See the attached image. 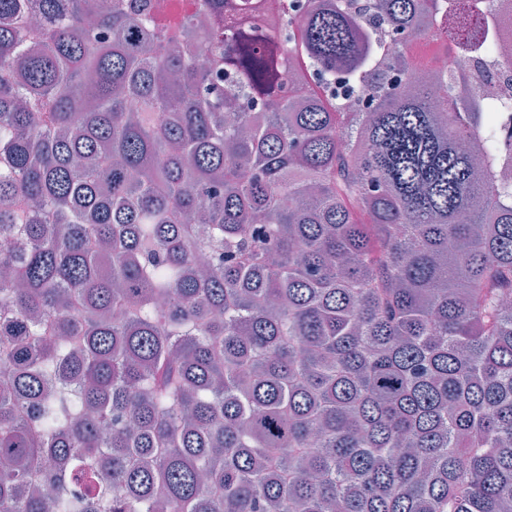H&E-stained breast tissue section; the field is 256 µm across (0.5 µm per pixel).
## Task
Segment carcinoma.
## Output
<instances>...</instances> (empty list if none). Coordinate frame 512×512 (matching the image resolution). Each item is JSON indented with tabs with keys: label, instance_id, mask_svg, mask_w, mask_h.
Segmentation results:
<instances>
[{
	"label": "carcinoma",
	"instance_id": "carcinoma-1",
	"mask_svg": "<svg viewBox=\"0 0 512 512\" xmlns=\"http://www.w3.org/2000/svg\"><path fill=\"white\" fill-rule=\"evenodd\" d=\"M299 7L0 0V512H512L466 4Z\"/></svg>",
	"mask_w": 512,
	"mask_h": 512
}]
</instances>
